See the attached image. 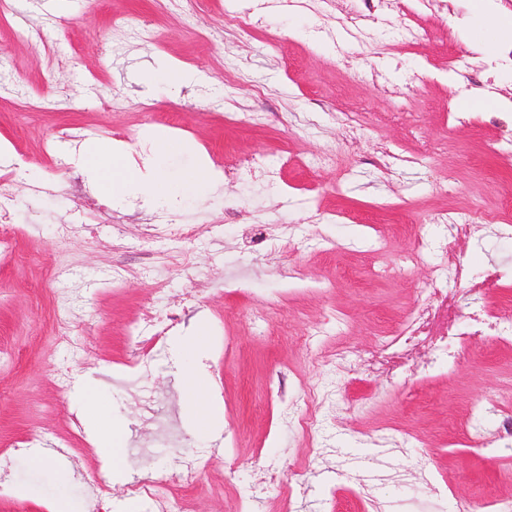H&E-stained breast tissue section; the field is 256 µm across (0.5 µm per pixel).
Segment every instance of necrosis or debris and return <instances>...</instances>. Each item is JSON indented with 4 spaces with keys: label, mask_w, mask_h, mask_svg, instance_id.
I'll use <instances>...</instances> for the list:
<instances>
[{
    "label": "necrosis or debris",
    "mask_w": 512,
    "mask_h": 512,
    "mask_svg": "<svg viewBox=\"0 0 512 512\" xmlns=\"http://www.w3.org/2000/svg\"><path fill=\"white\" fill-rule=\"evenodd\" d=\"M476 227L475 217L463 220L441 219L435 234L415 233L406 261L413 264L424 253L438 252L441 260L432 276L420 288L427 302L412 312L399 327L381 343L371 362L374 370L386 375L411 368L414 353L431 350L430 360L421 365L422 373L452 369L458 360L473 350L475 331L469 320L458 314L461 297L479 303L480 324L487 335L504 343H512V319L498 309L481 305V296L512 288V266L501 265L477 271L456 252L457 241L471 237ZM181 321L179 315L152 309L146 312L143 324L129 330V354L135 365L149 360V349ZM199 471L194 458H186L179 466L161 471L145 482L128 489L130 495L147 500L152 512H187L184 498L176 488L195 486Z\"/></svg>",
    "instance_id": "1"
}]
</instances>
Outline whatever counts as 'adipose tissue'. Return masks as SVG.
<instances>
[{
  "instance_id": "adipose-tissue-1",
  "label": "adipose tissue",
  "mask_w": 512,
  "mask_h": 512,
  "mask_svg": "<svg viewBox=\"0 0 512 512\" xmlns=\"http://www.w3.org/2000/svg\"><path fill=\"white\" fill-rule=\"evenodd\" d=\"M472 14L478 15L477 23L468 27V36L480 52L486 53L512 41V20L493 18L488 0H472ZM153 159L145 166H137L130 152L120 146L96 144L83 155V166L96 186L108 191L109 195L120 197L130 192H141L159 203L172 204L187 196L206 189L212 173L206 161L187 167L178 173H169L163 162L169 156L186 151L181 139L168 134L155 135ZM187 384L184 388L183 417L202 435L211 434L215 420L206 402L207 381L198 368L185 370ZM99 396L86 394L88 420L93 427L100 452L111 458L112 472L122 475L123 467L118 447L121 432L113 424L109 414L98 408Z\"/></svg>"
}]
</instances>
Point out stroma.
<instances>
[{"label": "stroma", "instance_id": "obj_1", "mask_svg": "<svg viewBox=\"0 0 512 512\" xmlns=\"http://www.w3.org/2000/svg\"><path fill=\"white\" fill-rule=\"evenodd\" d=\"M33 38L17 39L16 14ZM466 8L453 0H6L0 9V163L17 233L0 254V453L25 497L0 512H48L61 499L95 512L90 483L109 466L83 418L94 386L123 434L127 477L108 481L113 512H150L131 483L197 456L188 512H420L438 481L441 512L464 500L512 499V445L487 453L459 433L472 404L512 389V344L489 338L473 357L429 377H389L368 359L426 298L440 261L407 267L417 228L443 212L481 216L458 251L473 266L512 262V120L454 113L473 98L512 97V67L473 53ZM178 62V91L142 73ZM179 133L205 156L216 187L170 207L135 192L102 197L79 165L92 144L136 159L149 135ZM265 168L238 176L242 156ZM72 233L59 239L57 228ZM195 224V241L168 234ZM190 261L195 279L181 274ZM163 295H156V285ZM181 314L148 368L129 366L126 334L147 307ZM71 309L89 354L54 342L53 315ZM205 320L199 365L212 380L220 429L184 420L177 337ZM344 353L357 374L326 361ZM71 376L67 391L57 371ZM286 376V396L268 389ZM325 393L323 424L299 421L307 389ZM280 481L254 488L267 469ZM304 469L296 490L290 469Z\"/></svg>", "mask_w": 512, "mask_h": 512}]
</instances>
